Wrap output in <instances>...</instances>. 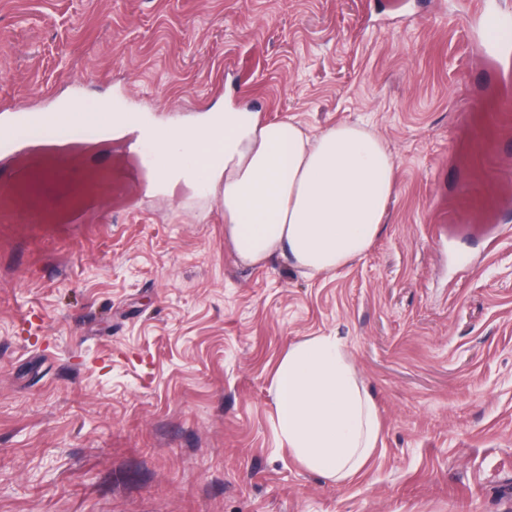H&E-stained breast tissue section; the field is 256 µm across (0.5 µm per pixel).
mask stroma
Returning a JSON list of instances; mask_svg holds the SVG:
<instances>
[{
  "label": "stroma",
  "instance_id": "1",
  "mask_svg": "<svg viewBox=\"0 0 512 512\" xmlns=\"http://www.w3.org/2000/svg\"><path fill=\"white\" fill-rule=\"evenodd\" d=\"M0 0V114L211 108L369 122L397 187L366 255L242 264L211 195L0 224V512H512V0ZM130 137L85 143L115 168ZM340 338L380 444L336 482L283 448L288 346Z\"/></svg>",
  "mask_w": 512,
  "mask_h": 512
}]
</instances>
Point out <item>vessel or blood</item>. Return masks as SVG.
<instances>
[{
	"label": "vessel or blood",
	"mask_w": 512,
	"mask_h": 512,
	"mask_svg": "<svg viewBox=\"0 0 512 512\" xmlns=\"http://www.w3.org/2000/svg\"><path fill=\"white\" fill-rule=\"evenodd\" d=\"M48 129L75 139L92 133L91 127L74 121L68 113L27 109L21 135H37ZM106 176L103 170L82 164H57L48 157L22 163L14 174L0 179V189L7 191L14 200L12 206L0 209V222L46 224L75 221L87 208L91 195Z\"/></svg>",
	"instance_id": "vessel-or-blood-1"
}]
</instances>
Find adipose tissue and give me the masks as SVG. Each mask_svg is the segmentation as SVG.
<instances>
[{
  "label": "adipose tissue",
  "instance_id": "adipose-tissue-1",
  "mask_svg": "<svg viewBox=\"0 0 512 512\" xmlns=\"http://www.w3.org/2000/svg\"><path fill=\"white\" fill-rule=\"evenodd\" d=\"M66 110L89 124L106 120L113 135L153 139L151 178L161 190L222 185L225 236L244 263L278 258L310 278L337 273L370 249L396 189L391 154L359 123L310 133L290 118L208 112L187 125L145 127L104 105ZM271 389L278 436L307 470L345 481L366 469L381 423L337 337L291 344Z\"/></svg>",
  "mask_w": 512,
  "mask_h": 512
}]
</instances>
